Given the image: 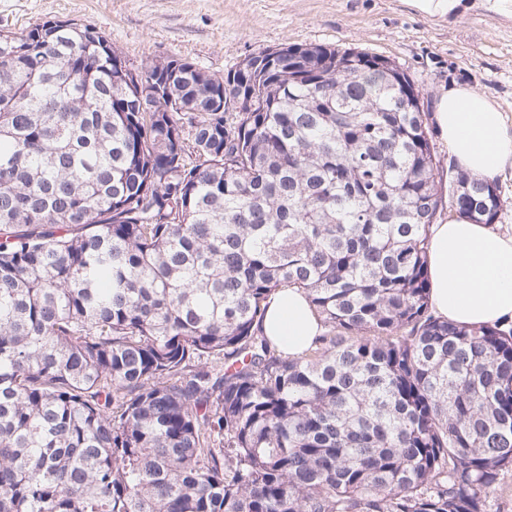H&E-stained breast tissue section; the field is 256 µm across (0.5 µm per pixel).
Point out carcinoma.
Listing matches in <instances>:
<instances>
[{"instance_id": "1", "label": "carcinoma", "mask_w": 512, "mask_h": 512, "mask_svg": "<svg viewBox=\"0 0 512 512\" xmlns=\"http://www.w3.org/2000/svg\"><path fill=\"white\" fill-rule=\"evenodd\" d=\"M7 41L0 512H489L512 329L432 311L440 156L402 70L292 44L136 79L91 27ZM504 206L451 177L449 210ZM282 287L322 327L302 356L261 329Z\"/></svg>"}]
</instances>
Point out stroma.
Here are the masks:
<instances>
[{
	"mask_svg": "<svg viewBox=\"0 0 512 512\" xmlns=\"http://www.w3.org/2000/svg\"><path fill=\"white\" fill-rule=\"evenodd\" d=\"M50 19L104 33L133 67L186 58L217 76L285 45L356 48L400 66L426 112L466 85L512 117V21L490 11L437 26L404 0H0V31Z\"/></svg>",
	"mask_w": 512,
	"mask_h": 512,
	"instance_id": "1",
	"label": "stroma"
}]
</instances>
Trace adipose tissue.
<instances>
[{
  "instance_id": "adipose-tissue-1",
  "label": "adipose tissue",
  "mask_w": 512,
  "mask_h": 512,
  "mask_svg": "<svg viewBox=\"0 0 512 512\" xmlns=\"http://www.w3.org/2000/svg\"><path fill=\"white\" fill-rule=\"evenodd\" d=\"M407 2L439 24L477 9L512 20V0ZM435 123L452 157L472 176L493 180L512 169V118L479 90L442 93ZM427 269L436 315L470 328L512 322V228L477 224L451 212L430 229ZM262 331L285 352L300 354L321 327L304 295L285 288L270 296Z\"/></svg>"
}]
</instances>
